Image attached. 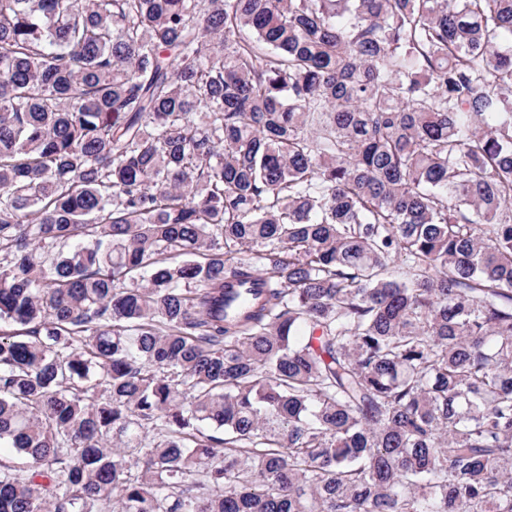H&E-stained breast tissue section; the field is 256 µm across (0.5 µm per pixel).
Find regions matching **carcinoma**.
<instances>
[{"mask_svg": "<svg viewBox=\"0 0 512 512\" xmlns=\"http://www.w3.org/2000/svg\"><path fill=\"white\" fill-rule=\"evenodd\" d=\"M1 448L0 512H512V0H0Z\"/></svg>", "mask_w": 512, "mask_h": 512, "instance_id": "carcinoma-1", "label": "carcinoma"}]
</instances>
